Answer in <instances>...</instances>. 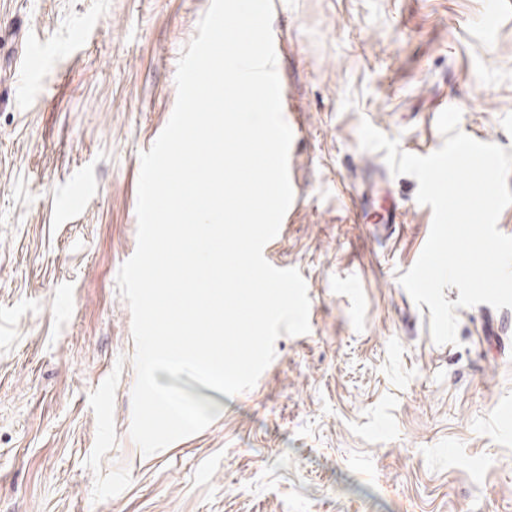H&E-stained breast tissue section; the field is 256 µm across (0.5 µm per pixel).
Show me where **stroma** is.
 <instances>
[{"label":"stroma","instance_id":"1","mask_svg":"<svg viewBox=\"0 0 512 512\" xmlns=\"http://www.w3.org/2000/svg\"><path fill=\"white\" fill-rule=\"evenodd\" d=\"M210 0H0V512H512V309H457L435 344L399 282L430 233L418 182L359 145L425 156L437 119L512 155V0H279L299 204L267 253L303 276L310 331L249 391L150 455L129 435L135 345L116 284L137 246L140 155L174 110ZM45 55L30 81L18 36ZM380 180L389 201L351 200ZM399 224H379L383 204Z\"/></svg>","mask_w":512,"mask_h":512}]
</instances>
